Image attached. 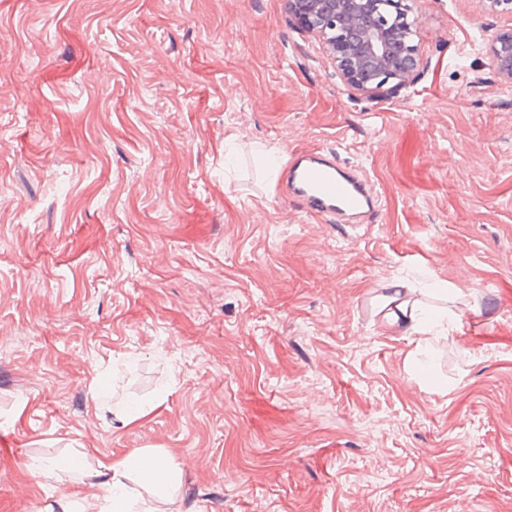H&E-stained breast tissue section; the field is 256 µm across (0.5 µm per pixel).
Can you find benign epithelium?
<instances>
[{
  "instance_id": "7a95c632",
  "label": "benign epithelium",
  "mask_w": 512,
  "mask_h": 512,
  "mask_svg": "<svg viewBox=\"0 0 512 512\" xmlns=\"http://www.w3.org/2000/svg\"><path fill=\"white\" fill-rule=\"evenodd\" d=\"M406 0H288L292 24L316 35L351 86L382 99L407 86L420 61ZM489 54L512 81V28L500 32Z\"/></svg>"
}]
</instances>
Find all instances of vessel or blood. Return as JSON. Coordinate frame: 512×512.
I'll use <instances>...</instances> for the list:
<instances>
[{"instance_id":"obj_1","label":"vessel or blood","mask_w":512,"mask_h":512,"mask_svg":"<svg viewBox=\"0 0 512 512\" xmlns=\"http://www.w3.org/2000/svg\"><path fill=\"white\" fill-rule=\"evenodd\" d=\"M285 185L289 199L334 224L373 215L378 199L367 176L341 168L319 150L294 153L288 161Z\"/></svg>"}]
</instances>
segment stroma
<instances>
[{"label":"stroma","instance_id":"stroma-1","mask_svg":"<svg viewBox=\"0 0 512 512\" xmlns=\"http://www.w3.org/2000/svg\"><path fill=\"white\" fill-rule=\"evenodd\" d=\"M410 5L381 100L287 0H0V512H92L140 448L156 512H512V22ZM312 148L370 227L288 200L267 159ZM397 282L453 330L390 327ZM489 54L493 65L501 75L512 81V28L500 32L492 45ZM96 476L107 492V512H146L136 510L139 502L126 490L127 481L137 480L154 495L165 496L174 487L179 472L160 451L144 448L118 461L100 462Z\"/></svg>","mask_w":512,"mask_h":512}]
</instances>
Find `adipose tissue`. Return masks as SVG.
I'll list each match as a JSON object with an SVG mask.
<instances>
[{"mask_svg":"<svg viewBox=\"0 0 512 512\" xmlns=\"http://www.w3.org/2000/svg\"><path fill=\"white\" fill-rule=\"evenodd\" d=\"M400 295V289L396 288L385 297L386 304L391 307L387 315L389 325L423 334L446 331L447 315L419 316ZM97 475L107 493V512H137L139 502L128 492V481H138L153 494L165 495L174 487L179 472L160 451L144 448L121 460L100 463Z\"/></svg>","mask_w":512,"mask_h":512,"instance_id":"1","label":"adipose tissue"}]
</instances>
